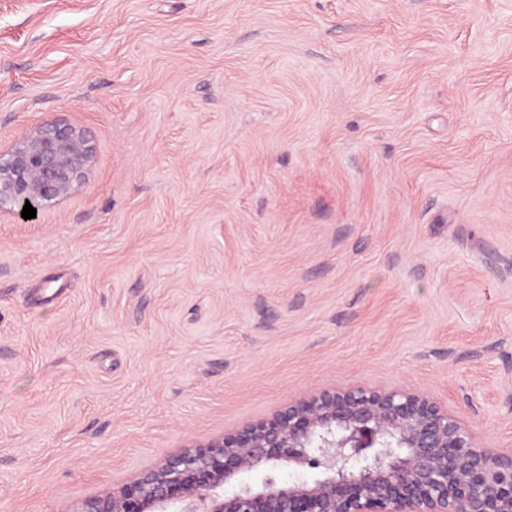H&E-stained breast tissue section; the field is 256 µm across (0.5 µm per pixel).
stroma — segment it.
<instances>
[{
	"label": "stroma",
	"instance_id": "1",
	"mask_svg": "<svg viewBox=\"0 0 512 512\" xmlns=\"http://www.w3.org/2000/svg\"><path fill=\"white\" fill-rule=\"evenodd\" d=\"M96 148L0 215V512H80L325 390L512 453V0H0V149ZM94 158L84 128L61 121L33 127L8 151H0V215L37 221L49 203L68 197L85 181ZM25 200L36 208V218L21 217Z\"/></svg>",
	"mask_w": 512,
	"mask_h": 512
}]
</instances>
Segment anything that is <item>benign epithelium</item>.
<instances>
[{"mask_svg": "<svg viewBox=\"0 0 512 512\" xmlns=\"http://www.w3.org/2000/svg\"><path fill=\"white\" fill-rule=\"evenodd\" d=\"M94 158L84 128L33 127L0 151V213L19 218L27 201L39 213L68 197ZM284 465L313 477L282 481ZM251 472L260 484L239 481ZM80 512H512V454L478 448L419 395L324 391L170 455Z\"/></svg>", "mask_w": 512, "mask_h": 512, "instance_id": "1", "label": "benign epithelium"}]
</instances>
